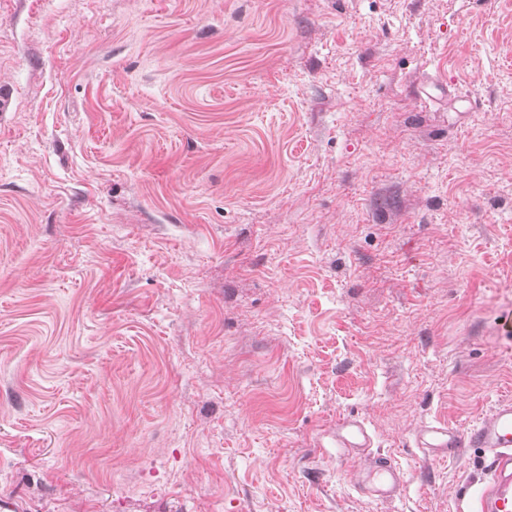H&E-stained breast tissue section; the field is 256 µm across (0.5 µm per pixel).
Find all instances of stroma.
I'll use <instances>...</instances> for the list:
<instances>
[{
    "instance_id": "1",
    "label": "stroma",
    "mask_w": 512,
    "mask_h": 512,
    "mask_svg": "<svg viewBox=\"0 0 512 512\" xmlns=\"http://www.w3.org/2000/svg\"><path fill=\"white\" fill-rule=\"evenodd\" d=\"M507 322L512 0H0V512H474ZM372 437L363 422L342 417L336 422L337 448H346L348 452L361 453L370 448ZM373 471L379 480L369 495L375 501L392 498L403 485V472L389 457H382L374 462Z\"/></svg>"
}]
</instances>
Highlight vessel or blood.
Returning a JSON list of instances; mask_svg holds the SVG:
<instances>
[{
	"label": "vessel or blood",
	"instance_id": "1",
	"mask_svg": "<svg viewBox=\"0 0 512 512\" xmlns=\"http://www.w3.org/2000/svg\"><path fill=\"white\" fill-rule=\"evenodd\" d=\"M419 447L442 458H457L468 449H482L486 457L488 479L477 492L481 512H512V399L498 401L490 413L466 429L447 424L428 423L416 434ZM372 437L363 422L342 417L336 422V445L353 453L369 448ZM373 469L378 484L371 492L373 500L392 498L403 484V472L388 457L379 458Z\"/></svg>",
	"mask_w": 512,
	"mask_h": 512
}]
</instances>
